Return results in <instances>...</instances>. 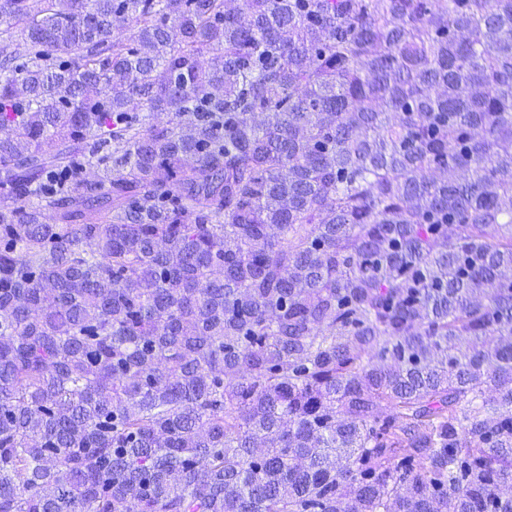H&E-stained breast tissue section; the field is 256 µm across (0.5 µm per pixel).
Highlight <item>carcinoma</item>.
Returning a JSON list of instances; mask_svg holds the SVG:
<instances>
[{
	"mask_svg": "<svg viewBox=\"0 0 512 512\" xmlns=\"http://www.w3.org/2000/svg\"><path fill=\"white\" fill-rule=\"evenodd\" d=\"M0 127V512H512V0H0Z\"/></svg>",
	"mask_w": 512,
	"mask_h": 512,
	"instance_id": "1",
	"label": "carcinoma"
}]
</instances>
